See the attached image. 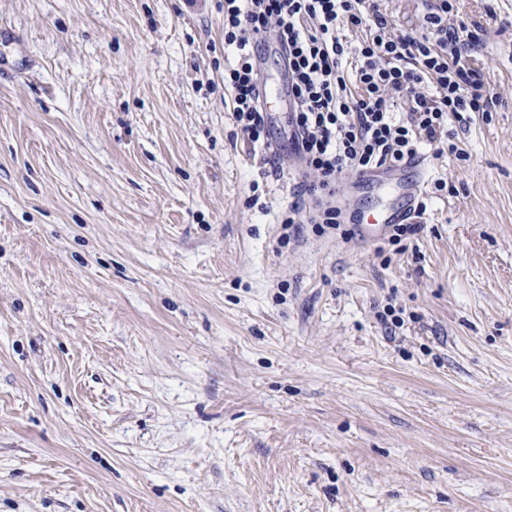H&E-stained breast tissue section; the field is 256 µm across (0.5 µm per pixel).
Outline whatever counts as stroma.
Here are the masks:
<instances>
[{
	"mask_svg": "<svg viewBox=\"0 0 512 512\" xmlns=\"http://www.w3.org/2000/svg\"><path fill=\"white\" fill-rule=\"evenodd\" d=\"M457 8L495 106L386 264L280 247L224 0H0V512H512V0Z\"/></svg>",
	"mask_w": 512,
	"mask_h": 512,
	"instance_id": "35a3bbf8",
	"label": "stroma"
}]
</instances>
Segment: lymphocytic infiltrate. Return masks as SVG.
Here are the masks:
<instances>
[{"label":"lymphocytic infiltrate","instance_id":"f902f5d3","mask_svg":"<svg viewBox=\"0 0 512 512\" xmlns=\"http://www.w3.org/2000/svg\"><path fill=\"white\" fill-rule=\"evenodd\" d=\"M455 0H429L418 30L397 33L381 0H224V48L234 62L224 74L232 116L244 134L269 143L259 68L275 42L288 68V138L299 161L300 187L315 205L293 203L281 215L288 238L301 223L340 232L335 199L345 173L398 166L422 146L444 142L450 116L485 112L492 103L480 69L464 54L477 39L467 24H449ZM366 37L350 52L345 32ZM404 106L406 117L396 114Z\"/></svg>","mask_w":512,"mask_h":512}]
</instances>
